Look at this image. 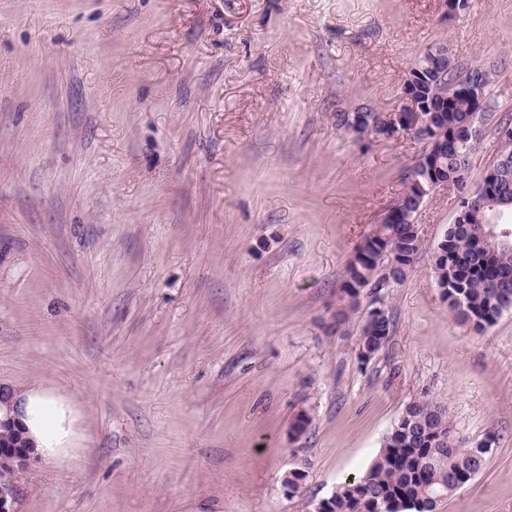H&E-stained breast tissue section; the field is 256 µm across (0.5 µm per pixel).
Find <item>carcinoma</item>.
<instances>
[{"label":"carcinoma","mask_w":512,"mask_h":512,"mask_svg":"<svg viewBox=\"0 0 512 512\" xmlns=\"http://www.w3.org/2000/svg\"><path fill=\"white\" fill-rule=\"evenodd\" d=\"M434 65L430 50L421 52L412 64L413 80L404 81V86L420 101L435 100L432 122L448 141L427 144L408 170L390 214L355 247L343 273L335 324L340 328L352 316H359L356 356L362 366L386 347L392 333L382 291L404 281L418 259L417 225L406 221L408 211L433 178L466 187L470 160L481 141L475 127L481 126L486 113L472 115L469 99L452 93L468 69L457 67L438 83L431 76ZM470 115L474 129L460 127ZM490 168L495 171L491 191L481 186L478 194L489 201H503L497 224H487L472 213L466 223L449 225L431 256L435 283L448 315L477 332L486 331L512 311V239L496 228L512 224V135L499 139ZM311 424V415L302 410L296 413L290 432L298 438ZM496 443L493 433L475 442L461 436L443 404L429 398L412 401L384 435L368 468L336 486L326 512H437L483 469ZM306 478L299 469L284 475L282 483L289 497L302 492Z\"/></svg>","instance_id":"cac0c4a2"}]
</instances>
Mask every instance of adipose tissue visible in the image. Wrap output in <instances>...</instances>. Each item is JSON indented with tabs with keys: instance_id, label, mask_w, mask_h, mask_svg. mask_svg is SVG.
I'll return each instance as SVG.
<instances>
[{
	"instance_id": "adipose-tissue-1",
	"label": "adipose tissue",
	"mask_w": 512,
	"mask_h": 512,
	"mask_svg": "<svg viewBox=\"0 0 512 512\" xmlns=\"http://www.w3.org/2000/svg\"><path fill=\"white\" fill-rule=\"evenodd\" d=\"M12 394L35 457L51 464L76 459L80 434L72 401L41 383Z\"/></svg>"
}]
</instances>
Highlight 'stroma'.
Instances as JSON below:
<instances>
[{"mask_svg": "<svg viewBox=\"0 0 512 512\" xmlns=\"http://www.w3.org/2000/svg\"><path fill=\"white\" fill-rule=\"evenodd\" d=\"M442 43L490 76L474 187L512 119V0H0V383L55 382L85 433L17 474L16 512H313L423 397L498 437L438 512H512V313L455 323L430 264L456 189L417 215L386 348L359 365L331 328L425 147L336 114L391 111Z\"/></svg>", "mask_w": 512, "mask_h": 512, "instance_id": "35a3bbf8", "label": "stroma"}]
</instances>
